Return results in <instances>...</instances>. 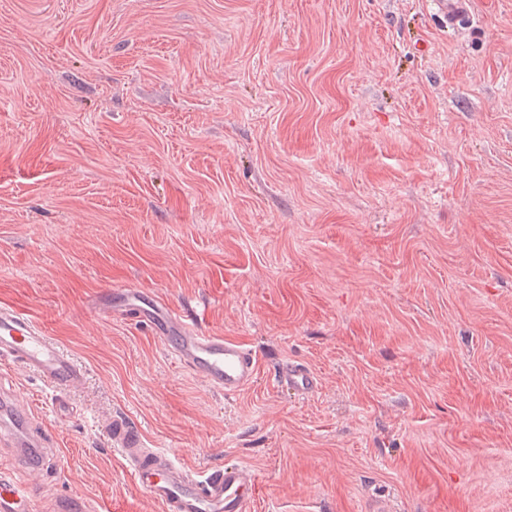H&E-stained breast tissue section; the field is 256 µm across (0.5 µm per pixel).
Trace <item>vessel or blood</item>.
<instances>
[{"label":"vessel or blood","mask_w":512,"mask_h":512,"mask_svg":"<svg viewBox=\"0 0 512 512\" xmlns=\"http://www.w3.org/2000/svg\"><path fill=\"white\" fill-rule=\"evenodd\" d=\"M434 10L455 31L467 26L472 0H433ZM95 312L132 320L148 327L175 359L209 386L235 395L246 389L259 370L254 352L236 339L203 331L196 318L178 313L171 304L140 288H108L92 301ZM0 360L35 372L56 393L57 406L69 403L71 392L85 378L83 369L46 334L26 310L0 305ZM276 377L295 396L310 397L318 388L316 373L306 365L290 362L279 367ZM10 430L0 433V445L14 449L17 466L0 468V512H36L35 486L23 465L41 460L42 438L22 435L29 410L9 400ZM112 449L129 465L137 490L159 512H249L255 497V476L240 465L216 464L205 473H189L175 458L154 451L141 430L125 415L113 414L106 424Z\"/></svg>","instance_id":"vessel-or-blood-1"}]
</instances>
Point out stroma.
Returning a JSON list of instances; mask_svg holds the SVG:
<instances>
[{
  "mask_svg": "<svg viewBox=\"0 0 512 512\" xmlns=\"http://www.w3.org/2000/svg\"><path fill=\"white\" fill-rule=\"evenodd\" d=\"M452 32L429 0H0V303L85 371L42 506L158 512L104 431L126 414L251 512H512V0ZM159 294L252 349L210 388L144 327ZM310 366L299 400L275 380ZM276 378L301 399L313 395L319 383L318 376L311 368L295 362L282 364L276 372Z\"/></svg>",
  "mask_w": 512,
  "mask_h": 512,
  "instance_id": "obj_1",
  "label": "stroma"
}]
</instances>
